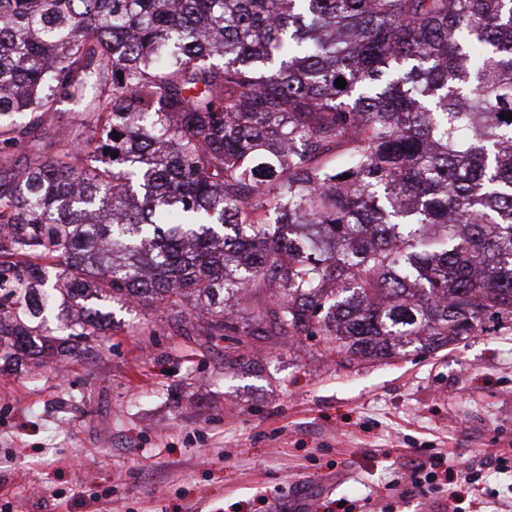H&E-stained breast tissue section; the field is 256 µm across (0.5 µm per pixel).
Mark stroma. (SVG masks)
<instances>
[{
    "mask_svg": "<svg viewBox=\"0 0 512 512\" xmlns=\"http://www.w3.org/2000/svg\"><path fill=\"white\" fill-rule=\"evenodd\" d=\"M79 132L58 103L14 162ZM112 321L97 353L0 372V512H432L390 486L433 448L512 496L489 460L512 448V321L353 366L316 337L179 336L161 308L116 304Z\"/></svg>",
    "mask_w": 512,
    "mask_h": 512,
    "instance_id": "obj_1",
    "label": "stroma"
}]
</instances>
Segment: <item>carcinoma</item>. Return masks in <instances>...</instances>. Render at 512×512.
I'll list each match as a JSON object with an SVG mask.
<instances>
[{
    "instance_id": "carcinoma-1",
    "label": "carcinoma",
    "mask_w": 512,
    "mask_h": 512,
    "mask_svg": "<svg viewBox=\"0 0 512 512\" xmlns=\"http://www.w3.org/2000/svg\"><path fill=\"white\" fill-rule=\"evenodd\" d=\"M62 101L84 139L19 170ZM502 114L512 0H0V362L104 341L114 302L351 365L512 320Z\"/></svg>"
}]
</instances>
